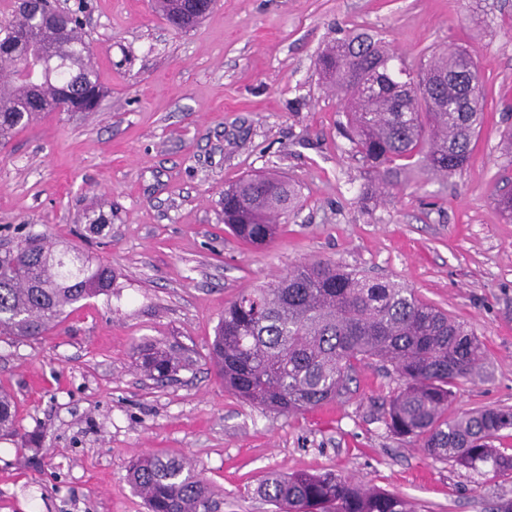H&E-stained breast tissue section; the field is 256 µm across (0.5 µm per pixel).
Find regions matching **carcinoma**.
Instances as JSON below:
<instances>
[{
    "label": "carcinoma",
    "instance_id": "cac0c4a2",
    "mask_svg": "<svg viewBox=\"0 0 512 512\" xmlns=\"http://www.w3.org/2000/svg\"><path fill=\"white\" fill-rule=\"evenodd\" d=\"M88 6L79 0L65 12L56 0H12L0 20V61L11 66L0 79L1 141L61 107L90 112L99 106L104 89L80 18ZM155 8L177 30L194 26L185 21L191 0H155ZM316 66L343 95L346 138L373 173L362 204L400 186L416 168L449 177L467 161L485 112L484 89L468 98L476 62L467 49L440 52L412 70L381 39L357 32L328 44ZM359 68L371 71L376 91L361 88ZM297 206V190L277 174L249 176L224 189V223L253 245L271 239ZM114 281L110 266L27 235L0 252V336L36 340L75 304L112 294ZM210 354L225 386L241 399L288 414L342 396L362 362L389 366L401 381L383 411L390 432L419 441L435 458L512 473V454L492 446L512 430V409L448 418L452 387L479 375L484 343L409 288L329 261L299 263L224 307ZM179 363L168 351L143 349L142 368L157 380ZM15 432L14 400L0 392V435ZM129 479L148 512H209L210 488L182 459H137ZM258 492L275 512H413L404 496L331 471L270 472Z\"/></svg>",
    "mask_w": 512,
    "mask_h": 512
}]
</instances>
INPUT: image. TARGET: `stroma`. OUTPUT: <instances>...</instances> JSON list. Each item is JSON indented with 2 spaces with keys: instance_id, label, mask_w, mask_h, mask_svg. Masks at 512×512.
<instances>
[{
  "instance_id": "obj_1",
  "label": "stroma",
  "mask_w": 512,
  "mask_h": 512,
  "mask_svg": "<svg viewBox=\"0 0 512 512\" xmlns=\"http://www.w3.org/2000/svg\"><path fill=\"white\" fill-rule=\"evenodd\" d=\"M85 29L109 95L95 112H53L0 145V245L26 234L109 264L111 297L70 309L41 339L0 336V391L17 433L0 437V512H147L131 460L185 458L210 512H271L269 471H332L403 495L415 512H491L512 477L439 460L389 432L397 381L359 365L334 401L277 413L227 390L209 360L224 307L301 262L331 261L412 288L466 322L486 379L462 380L448 411L512 408V0H217L172 30L152 0H91ZM382 37L406 64L466 47L486 95L467 164L413 170L363 207L369 170L341 135L321 50L351 32ZM277 170L299 206L264 245L224 225V189ZM110 217L99 231L97 215ZM183 356L162 382L137 346Z\"/></svg>"
}]
</instances>
